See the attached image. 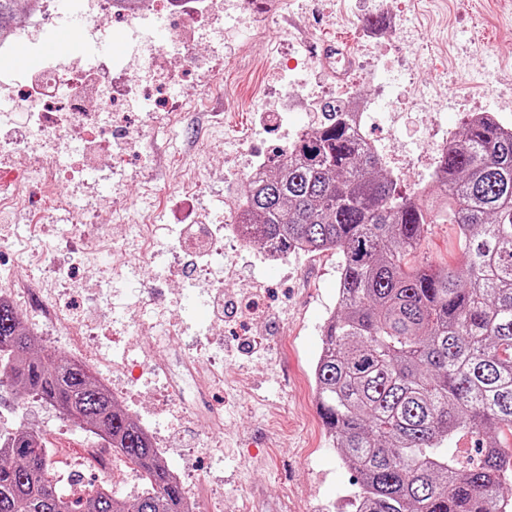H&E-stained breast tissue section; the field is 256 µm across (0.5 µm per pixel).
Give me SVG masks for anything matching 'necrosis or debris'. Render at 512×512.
I'll use <instances>...</instances> for the list:
<instances>
[{
    "label": "necrosis or debris",
    "mask_w": 512,
    "mask_h": 512,
    "mask_svg": "<svg viewBox=\"0 0 512 512\" xmlns=\"http://www.w3.org/2000/svg\"><path fill=\"white\" fill-rule=\"evenodd\" d=\"M83 20L85 38L103 27L119 23L129 34L122 55L99 53H43V35L54 26L58 0H31L10 31L0 35V210L27 211L31 223H43L42 202L53 199L58 209L70 212L65 231L71 261H49L45 279L76 290L75 268H93V254L101 242L111 240L112 221L101 218L93 204L100 187H122L129 178L124 156L113 143L133 146L126 114L139 100L143 87L173 84L184 69L196 73L195 86L186 95L144 107L143 126L172 128L181 112L202 97L223 92L225 0H74ZM165 17L174 34L165 47L150 32L158 17ZM24 45L38 57V79L19 84L13 69L14 48ZM137 83H130V75ZM340 90L347 111L353 112L360 136H367L373 114L394 111L393 103L366 99L352 81ZM244 204L235 201L222 223L209 231L186 235L183 227L170 226L169 240L178 252L198 258L213 257L226 247L245 246L242 230ZM95 218L97 232L86 235L82 227ZM54 323L80 337V359L99 354L107 342L93 324L85 322L65 298L55 300Z\"/></svg>",
    "instance_id": "1"
}]
</instances>
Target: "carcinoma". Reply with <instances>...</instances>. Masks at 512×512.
<instances>
[{"mask_svg":"<svg viewBox=\"0 0 512 512\" xmlns=\"http://www.w3.org/2000/svg\"><path fill=\"white\" fill-rule=\"evenodd\" d=\"M248 183L245 234L282 257L341 254L337 312L314 369L319 414L356 476L355 512H512V129L469 120L437 161L439 194L381 175L348 115L275 154ZM460 231L463 267L415 262L430 224ZM0 303V385L94 429L139 475L132 503L109 480L63 487L41 437L0 445V512H185L181 483L151 438L86 364L38 353ZM478 440L474 456L453 447Z\"/></svg>","mask_w":512,"mask_h":512,"instance_id":"1","label":"carcinoma"}]
</instances>
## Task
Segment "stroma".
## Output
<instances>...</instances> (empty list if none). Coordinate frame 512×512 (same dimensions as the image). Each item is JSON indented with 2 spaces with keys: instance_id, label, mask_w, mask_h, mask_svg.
Listing matches in <instances>:
<instances>
[{
  "instance_id": "stroma-1",
  "label": "stroma",
  "mask_w": 512,
  "mask_h": 512,
  "mask_svg": "<svg viewBox=\"0 0 512 512\" xmlns=\"http://www.w3.org/2000/svg\"><path fill=\"white\" fill-rule=\"evenodd\" d=\"M388 2L389 11L374 28L368 24V0H295L271 23L264 44L254 47L256 62L237 68L232 62L245 24L225 20L224 97L199 100L179 117L173 136L149 141L163 165L131 175L122 189L123 204L112 213L113 223L142 221L158 192L165 197L160 223H179L183 212L189 223H214L226 203L244 194L239 171L251 155L278 150L288 134L320 119L315 109L277 115L274 83L257 64L261 58H279L292 41L353 44L351 77L363 94L373 92L363 77L365 66L373 63L389 80V98L406 95L413 80L440 88L448 100L446 111L408 109L395 119L384 114L369 129L383 169L401 192L433 185L442 137L458 133L469 112L495 113L502 125L512 127V111L499 109L512 97V75L490 70L480 98H469L464 73L446 69L447 58L436 46L440 33L404 22L421 13L426 0ZM451 22L462 55L512 57V8L501 0H455ZM203 143L218 160L215 168L198 158ZM416 156L420 164L409 166ZM44 239L40 225L28 223L24 212L0 213V242L10 245L0 252V263L31 273L37 280L35 292L49 302L57 290L38 280ZM420 258L434 266H462L455 225H430ZM340 265L335 251L294 253L276 267L255 246L225 251L224 297L238 307L226 316L215 303H203L204 292L195 285L189 265L180 262L142 267L136 278L115 281L111 294L97 288L93 301L85 302L86 318L114 337L112 359L129 369L125 380L134 394L133 418L161 430L168 466L194 472L196 481L184 483V490L211 496L215 512H240L246 497L256 502L257 512H352L354 475L341 463L322 425L313 373L323 325L337 308ZM145 304L154 311L176 312L182 334L175 354L199 347L204 366L209 352L223 355L224 381L203 390L189 379L180 398L163 400L166 378L177 375V362L163 373L149 371L148 345H135L122 327L125 311ZM143 367L148 370L144 378L138 375ZM21 424L48 434L51 463L63 480H101L102 454L91 450L84 431L45 403L32 400L22 407L10 394L0 395V432L11 433Z\"/></svg>"
}]
</instances>
